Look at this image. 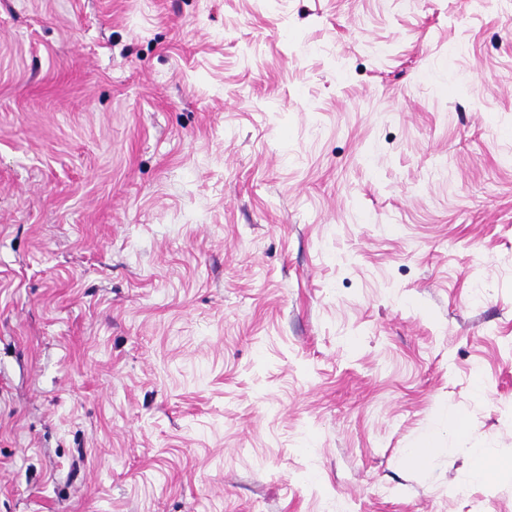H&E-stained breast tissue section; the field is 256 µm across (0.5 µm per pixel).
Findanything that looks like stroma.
I'll use <instances>...</instances> for the list:
<instances>
[{"instance_id": "1", "label": "stroma", "mask_w": 512, "mask_h": 512, "mask_svg": "<svg viewBox=\"0 0 512 512\" xmlns=\"http://www.w3.org/2000/svg\"><path fill=\"white\" fill-rule=\"evenodd\" d=\"M0 512H512V0H0Z\"/></svg>"}]
</instances>
